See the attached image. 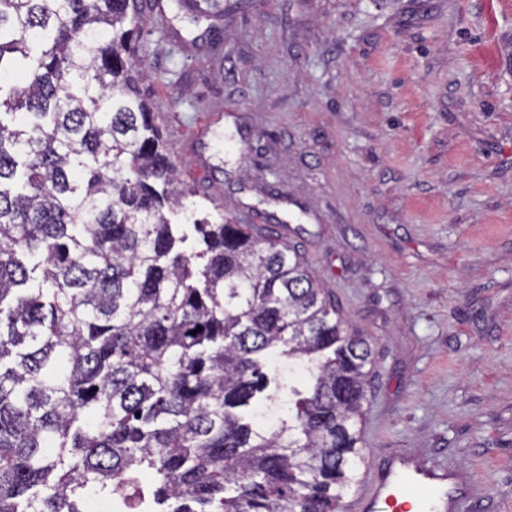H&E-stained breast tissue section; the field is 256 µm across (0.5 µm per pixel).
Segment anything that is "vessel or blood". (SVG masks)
<instances>
[{
    "instance_id": "1",
    "label": "vessel or blood",
    "mask_w": 512,
    "mask_h": 512,
    "mask_svg": "<svg viewBox=\"0 0 512 512\" xmlns=\"http://www.w3.org/2000/svg\"><path fill=\"white\" fill-rule=\"evenodd\" d=\"M477 498L453 467L397 454L367 478L348 512H472Z\"/></svg>"
}]
</instances>
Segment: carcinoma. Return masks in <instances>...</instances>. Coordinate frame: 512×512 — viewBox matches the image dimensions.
<instances>
[{
  "mask_svg": "<svg viewBox=\"0 0 512 512\" xmlns=\"http://www.w3.org/2000/svg\"><path fill=\"white\" fill-rule=\"evenodd\" d=\"M134 0H0V512H340L370 341L285 241L170 215ZM136 504V505H135ZM135 504L126 495H88L83 498L81 512H143L148 511L143 494L138 492Z\"/></svg>",
  "mask_w": 512,
  "mask_h": 512,
  "instance_id": "1",
  "label": "carcinoma"
}]
</instances>
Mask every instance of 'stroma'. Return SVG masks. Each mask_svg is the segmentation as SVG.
I'll use <instances>...</instances> for the list:
<instances>
[{
  "instance_id": "35a3bbf8",
  "label": "stroma",
  "mask_w": 512,
  "mask_h": 512,
  "mask_svg": "<svg viewBox=\"0 0 512 512\" xmlns=\"http://www.w3.org/2000/svg\"><path fill=\"white\" fill-rule=\"evenodd\" d=\"M139 84L206 214L294 246L373 348L361 475L512 512V0H137ZM477 498L476 485H467L453 467L397 454L367 478L348 501L347 511L466 512L473 510Z\"/></svg>"
}]
</instances>
